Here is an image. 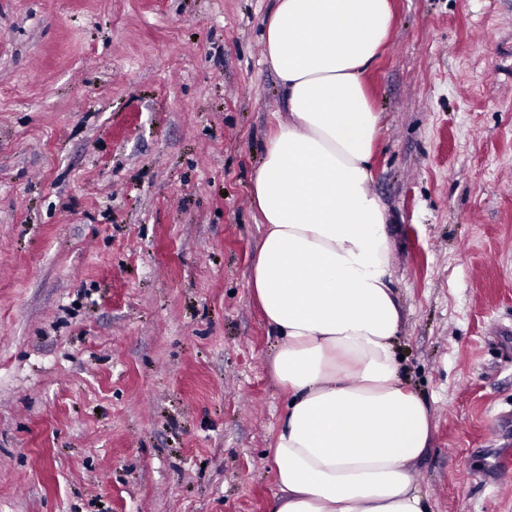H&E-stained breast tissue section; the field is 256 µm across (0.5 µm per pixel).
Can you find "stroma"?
Instances as JSON below:
<instances>
[{
  "label": "stroma",
  "instance_id": "stroma-1",
  "mask_svg": "<svg viewBox=\"0 0 512 512\" xmlns=\"http://www.w3.org/2000/svg\"><path fill=\"white\" fill-rule=\"evenodd\" d=\"M364 76L426 512H512V0H391ZM273 0H0V512H267L248 285Z\"/></svg>",
  "mask_w": 512,
  "mask_h": 512
}]
</instances>
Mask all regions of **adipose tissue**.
Listing matches in <instances>:
<instances>
[{"instance_id": "obj_1", "label": "adipose tissue", "mask_w": 512, "mask_h": 512, "mask_svg": "<svg viewBox=\"0 0 512 512\" xmlns=\"http://www.w3.org/2000/svg\"><path fill=\"white\" fill-rule=\"evenodd\" d=\"M392 21L390 0H275L263 22L288 110L251 188L265 233L249 285L288 393L267 512H424L413 467L432 410L393 349L392 241L371 189L380 116L364 84Z\"/></svg>"}]
</instances>
